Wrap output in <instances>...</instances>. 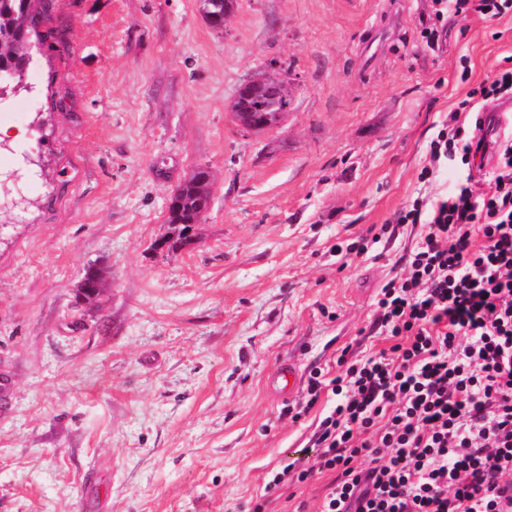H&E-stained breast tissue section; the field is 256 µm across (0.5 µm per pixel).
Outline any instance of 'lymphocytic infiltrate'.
Wrapping results in <instances>:
<instances>
[{"instance_id":"1","label":"lymphocytic infiltrate","mask_w":512,"mask_h":512,"mask_svg":"<svg viewBox=\"0 0 512 512\" xmlns=\"http://www.w3.org/2000/svg\"><path fill=\"white\" fill-rule=\"evenodd\" d=\"M508 14L512 0H432L421 34L432 46L449 16L491 23ZM477 98L511 100L512 69L468 91L430 155L468 167L494 157L486 190L465 181L395 213V226L418 233L378 293L373 326L389 346L338 357L334 376L311 371L296 410L326 407L307 442L316 462L282 466L266 494L326 474L320 512H503L512 488V144L493 136V116L464 122Z\"/></svg>"}]
</instances>
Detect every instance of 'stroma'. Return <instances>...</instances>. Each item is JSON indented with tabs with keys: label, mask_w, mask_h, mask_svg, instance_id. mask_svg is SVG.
Instances as JSON below:
<instances>
[{
	"label": "stroma",
	"mask_w": 512,
	"mask_h": 512,
	"mask_svg": "<svg viewBox=\"0 0 512 512\" xmlns=\"http://www.w3.org/2000/svg\"><path fill=\"white\" fill-rule=\"evenodd\" d=\"M23 141L33 175L0 209V512H252L284 464H313L322 413L268 379L381 349L376 295L416 234L351 251L416 197L482 171L429 145L467 92L512 67V17L420 37L430 0H51ZM276 62L283 122L241 132L228 105ZM214 176L191 244L163 240L171 194ZM105 277L78 296L87 268ZM326 478L265 512H319ZM202 11L206 19L214 26L218 27L224 22L226 16L224 12H231L234 9V0H201Z\"/></svg>",
	"instance_id": "35a3bbf8"
}]
</instances>
